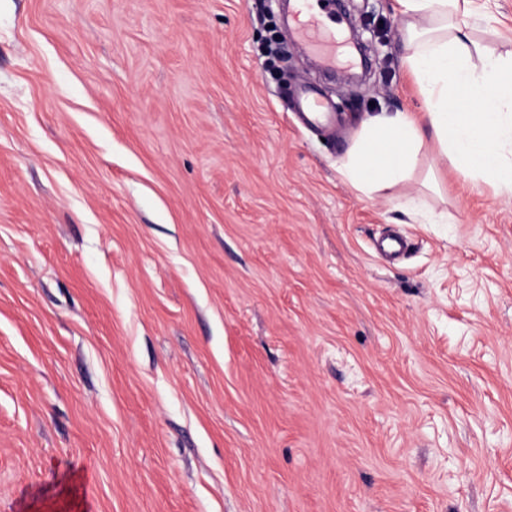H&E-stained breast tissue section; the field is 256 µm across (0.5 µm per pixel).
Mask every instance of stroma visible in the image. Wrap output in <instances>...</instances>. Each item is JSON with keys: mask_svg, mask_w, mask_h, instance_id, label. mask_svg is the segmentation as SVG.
Instances as JSON below:
<instances>
[{"mask_svg": "<svg viewBox=\"0 0 512 512\" xmlns=\"http://www.w3.org/2000/svg\"><path fill=\"white\" fill-rule=\"evenodd\" d=\"M335 18L365 81L270 61L279 0H0V512H512V198L430 135L411 180L344 181L426 102L397 0ZM308 83L339 133L296 122ZM376 251L385 257L395 258L404 255L409 249L406 238L398 235H386L374 243Z\"/></svg>", "mask_w": 512, "mask_h": 512, "instance_id": "1", "label": "stroma"}]
</instances>
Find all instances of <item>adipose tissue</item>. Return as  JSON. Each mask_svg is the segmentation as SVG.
<instances>
[{
    "label": "adipose tissue",
    "instance_id": "obj_1",
    "mask_svg": "<svg viewBox=\"0 0 512 512\" xmlns=\"http://www.w3.org/2000/svg\"><path fill=\"white\" fill-rule=\"evenodd\" d=\"M405 25L402 63L427 104L424 122L382 112L365 122L341 164L343 179L363 195L408 181L425 131L441 162L465 178L512 196V51L482 52L472 39L485 12L475 0H398Z\"/></svg>",
    "mask_w": 512,
    "mask_h": 512
}]
</instances>
